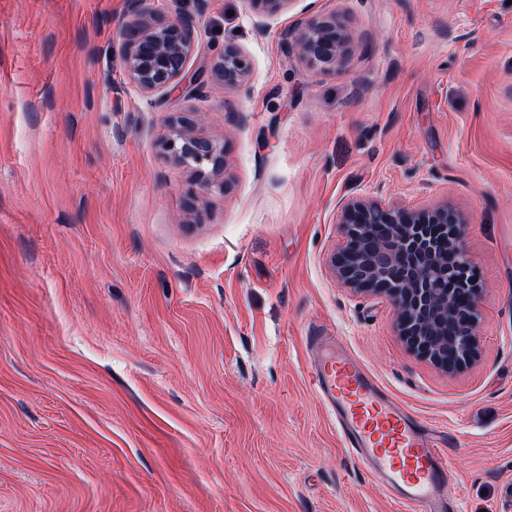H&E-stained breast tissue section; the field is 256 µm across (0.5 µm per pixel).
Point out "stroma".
Segmentation results:
<instances>
[{
	"mask_svg": "<svg viewBox=\"0 0 512 512\" xmlns=\"http://www.w3.org/2000/svg\"><path fill=\"white\" fill-rule=\"evenodd\" d=\"M195 26L184 82L125 72L133 0H0V512H406L343 448L307 338L340 337L454 433L459 512H512V0H144ZM336 16L335 70L292 50ZM245 51L249 83L210 71ZM226 147L198 194L172 113ZM449 203L482 288L477 359L411 352L336 279L342 202ZM251 11L258 26H263L266 19L287 11L291 0H249Z\"/></svg>",
	"mask_w": 512,
	"mask_h": 512,
	"instance_id": "stroma-1",
	"label": "stroma"
}]
</instances>
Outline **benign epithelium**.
<instances>
[{
    "label": "benign epithelium",
    "mask_w": 512,
    "mask_h": 512,
    "mask_svg": "<svg viewBox=\"0 0 512 512\" xmlns=\"http://www.w3.org/2000/svg\"><path fill=\"white\" fill-rule=\"evenodd\" d=\"M291 0H250L258 25L288 10ZM127 26L125 70L145 91L180 88L195 46V28L186 20L167 21L135 5ZM352 46V37L336 17L311 21L292 47L308 65L329 72ZM212 72L229 86L249 82L247 54L226 45ZM194 120L171 116L173 134L163 149L190 167L205 192H224V144L193 128ZM338 224L346 243L331 259L337 280L356 294L384 295L397 310L396 329L416 355L449 372H458L478 355L481 288L474 259L461 239L466 218L446 203L408 209L366 195L343 203Z\"/></svg>",
    "instance_id": "benign-epithelium-1"
}]
</instances>
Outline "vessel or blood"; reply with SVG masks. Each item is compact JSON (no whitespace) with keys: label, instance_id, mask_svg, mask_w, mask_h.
Returning a JSON list of instances; mask_svg holds the SVG:
<instances>
[{"label":"vessel or blood","instance_id":"b4317fda","mask_svg":"<svg viewBox=\"0 0 512 512\" xmlns=\"http://www.w3.org/2000/svg\"><path fill=\"white\" fill-rule=\"evenodd\" d=\"M310 378L346 448L379 489L410 512H456L448 490L447 440L394 400L338 337L310 338Z\"/></svg>","mask_w":512,"mask_h":512}]
</instances>
